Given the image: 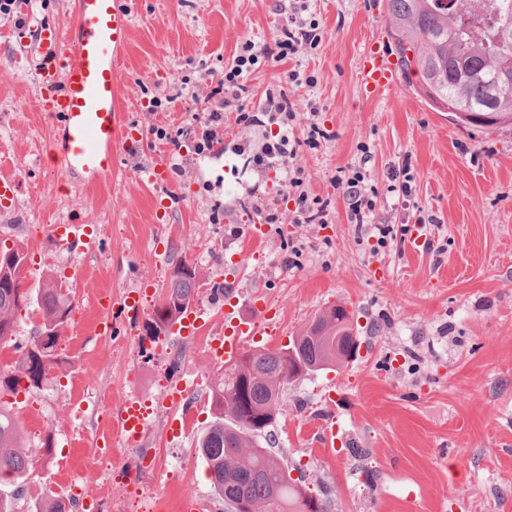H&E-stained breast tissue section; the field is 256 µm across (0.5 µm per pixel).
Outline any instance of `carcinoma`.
I'll return each instance as SVG.
<instances>
[{
  "instance_id": "obj_1",
  "label": "carcinoma",
  "mask_w": 512,
  "mask_h": 512,
  "mask_svg": "<svg viewBox=\"0 0 512 512\" xmlns=\"http://www.w3.org/2000/svg\"><path fill=\"white\" fill-rule=\"evenodd\" d=\"M391 39L409 46L414 57L404 65L419 71L420 89L427 102L441 112L468 106L481 114L494 101L495 126L512 125V86L497 89L498 78L512 75V42L497 40L499 29H512V0H386ZM482 70V78L467 79L460 70ZM169 288L150 319L164 320L163 311L186 312L199 299L196 267L180 259ZM27 254L14 247L0 250V344L12 341L20 312L35 306L42 329H52L38 351L36 333L15 365L0 369V393H16L22 380L38 388L54 366L67 360L58 343L70 325L75 305L71 294L51 278L35 289L23 287ZM354 336L351 314L333 305L295 337V351H247L224 365L211 389L214 417L197 439V453L210 472L215 492L234 512L235 497L246 500L249 512H330L332 502L321 499L290 477L283 461L266 448L280 417L288 384L313 372L341 368L355 358L348 354ZM19 440V421L12 408L0 404V481L7 478L15 492L0 490V512H14L15 493L33 474Z\"/></svg>"
}]
</instances>
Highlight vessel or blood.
Segmentation results:
<instances>
[{
	"label": "vessel or blood",
	"instance_id": "obj_1",
	"mask_svg": "<svg viewBox=\"0 0 512 512\" xmlns=\"http://www.w3.org/2000/svg\"><path fill=\"white\" fill-rule=\"evenodd\" d=\"M131 27L129 0H76L73 20L65 30L38 31L53 68L41 107L59 120L50 150L63 178L90 185L112 173L125 110L116 75L128 52ZM359 80L372 97L389 94L399 81L398 64L383 49L369 50ZM224 318L232 340L225 343L223 354L231 361L239 352V338L262 335L264 329L238 318L231 309ZM121 420L130 443L148 426L141 405L133 398L126 400Z\"/></svg>",
	"mask_w": 512,
	"mask_h": 512
}]
</instances>
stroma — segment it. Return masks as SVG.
I'll return each instance as SVG.
<instances>
[{
	"instance_id": "35a3bbf8",
	"label": "stroma",
	"mask_w": 512,
	"mask_h": 512,
	"mask_svg": "<svg viewBox=\"0 0 512 512\" xmlns=\"http://www.w3.org/2000/svg\"><path fill=\"white\" fill-rule=\"evenodd\" d=\"M365 2L312 0L318 47L268 59L249 78L260 96L288 71L314 76L288 92L329 135L312 147L306 126L295 131L294 164L326 223H295L285 201L258 240L247 234L259 219L247 190L272 198L280 186L251 164L262 133L240 113L252 103L224 111L222 160L196 155L189 132L194 114L220 107L240 44L272 42L290 0H136L118 81L128 125L146 136L119 150L112 178L90 188L61 182L50 167L54 123L40 110L30 32L37 22L64 28L72 0H15L0 13V173L14 184L0 196V249L25 248L26 286L54 276L76 306L59 341L66 367L42 387L0 394L18 409L36 471L16 512L71 483V512H179L186 500L194 512H226L196 440L213 420L228 301L256 322L273 314L278 334L259 339L270 350L287 348L328 305L354 315L356 360L289 385L274 447L293 478L318 494L331 489L332 512H512V126L457 125L404 78L388 96H366L363 57L393 42L384 11ZM157 154L171 164L167 181L151 185L141 169ZM347 168L362 169L374 189L372 221L395 232L387 246L359 241L349 222L336 183ZM403 170L407 197L387 190ZM71 215L94 251L61 244L57 227ZM180 259L197 267L204 323L194 336L150 340L143 327ZM130 290L145 293L141 312L125 306ZM176 387L185 396L174 404L167 394ZM134 395L149 426L131 446L118 420ZM327 418L333 447L319 439Z\"/></svg>"
}]
</instances>
